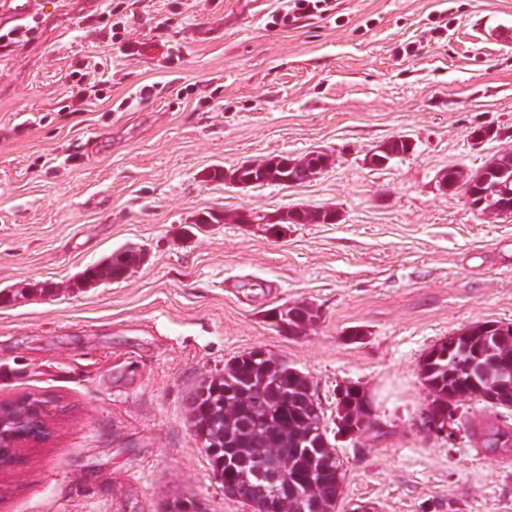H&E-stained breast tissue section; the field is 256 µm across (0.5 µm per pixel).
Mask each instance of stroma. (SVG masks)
Wrapping results in <instances>:
<instances>
[{
	"label": "stroma",
	"instance_id": "stroma-1",
	"mask_svg": "<svg viewBox=\"0 0 512 512\" xmlns=\"http://www.w3.org/2000/svg\"><path fill=\"white\" fill-rule=\"evenodd\" d=\"M121 3L35 0L32 34L0 46V403L53 405L50 437L0 470V512H253L188 404L254 348L309 378L345 470L336 512H512V451L473 434L512 409L462 400L453 437L426 431L420 371L445 337L512 323V217L436 182L512 149V49L471 27L512 0H333L288 23L285 0ZM401 135L413 151L365 165ZM314 150L333 161L300 185L212 176ZM322 207L336 223L280 235L235 220ZM205 211L224 222L192 225ZM125 247L144 255L128 275L77 287ZM295 302L318 311L297 335L269 316ZM349 382L374 412L353 439L336 432ZM272 163L269 158L261 159V160H255V161H249L246 163H242L232 169L224 170L225 171V183H231L236 186L240 187H248L254 184H257L255 181H249L246 180L242 173L248 170H254V169H264L265 167L269 166Z\"/></svg>",
	"mask_w": 512,
	"mask_h": 512
}]
</instances>
